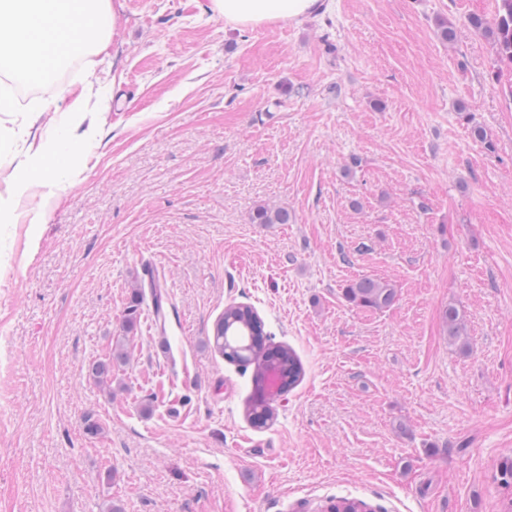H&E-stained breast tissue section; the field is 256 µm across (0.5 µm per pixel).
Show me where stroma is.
<instances>
[{
	"label": "stroma",
	"instance_id": "stroma-1",
	"mask_svg": "<svg viewBox=\"0 0 512 512\" xmlns=\"http://www.w3.org/2000/svg\"><path fill=\"white\" fill-rule=\"evenodd\" d=\"M110 5L93 81L120 110L64 188L22 199L39 224H0V512H512V101L468 23L496 0H330L253 28L211 0ZM83 75L0 126L39 107L49 136ZM261 204L290 222L251 223ZM147 259L163 348L151 301L120 329ZM362 276L396 302L349 303ZM230 304L303 366L262 428L250 372L207 343ZM121 337L106 392L88 368ZM344 296L350 303L357 306L383 310L395 303L398 292L389 281L362 277L346 286Z\"/></svg>",
	"mask_w": 512,
	"mask_h": 512
}]
</instances>
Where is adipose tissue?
I'll return each instance as SVG.
<instances>
[{"label": "adipose tissue", "instance_id": "obj_1", "mask_svg": "<svg viewBox=\"0 0 512 512\" xmlns=\"http://www.w3.org/2000/svg\"><path fill=\"white\" fill-rule=\"evenodd\" d=\"M214 12L233 27H256L301 18L324 9L325 0H212ZM116 15L109 0H0V75L14 84L25 78L53 81L58 64L84 59L87 79L65 109L53 137L30 145L16 167L14 189L0 196V224L20 220L17 204L32 183L61 188L83 147L96 132L88 101L98 56L106 53Z\"/></svg>", "mask_w": 512, "mask_h": 512}]
</instances>
